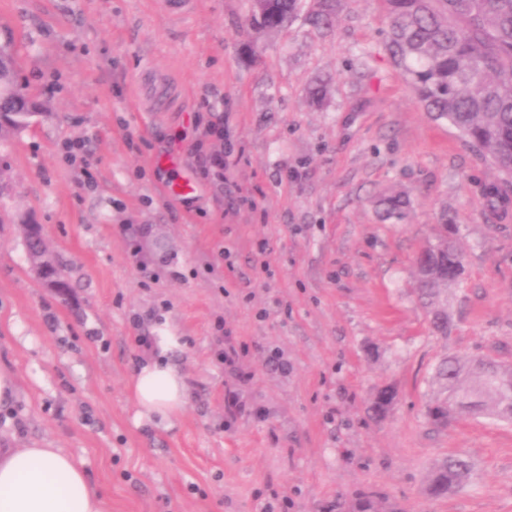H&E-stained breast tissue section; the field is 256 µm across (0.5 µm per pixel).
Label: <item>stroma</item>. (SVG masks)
I'll use <instances>...</instances> for the list:
<instances>
[{"instance_id": "1", "label": "stroma", "mask_w": 512, "mask_h": 512, "mask_svg": "<svg viewBox=\"0 0 512 512\" xmlns=\"http://www.w3.org/2000/svg\"><path fill=\"white\" fill-rule=\"evenodd\" d=\"M318 8L255 60L248 0H0L36 105L0 138V366L18 385L0 446L66 450L107 512H349L364 492L512 512V425L428 416L441 357L512 365V201L488 207L499 171L392 66L384 0H336L329 29ZM183 178L193 193L172 195ZM445 222L468 275L440 337L414 262ZM31 224L66 293L38 279ZM166 330L188 384L168 430L138 423L129 389ZM450 455L468 478L430 497Z\"/></svg>"}]
</instances>
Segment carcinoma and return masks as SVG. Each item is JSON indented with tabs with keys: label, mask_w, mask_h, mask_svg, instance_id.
<instances>
[{
	"label": "carcinoma",
	"mask_w": 512,
	"mask_h": 512,
	"mask_svg": "<svg viewBox=\"0 0 512 512\" xmlns=\"http://www.w3.org/2000/svg\"><path fill=\"white\" fill-rule=\"evenodd\" d=\"M335 0H321L311 16L330 26ZM387 51L411 84L425 111L446 120L463 141L512 182V0H386ZM301 0H250L243 29L252 56L257 38L278 31L298 15ZM13 113L12 129L28 125L31 113L13 99L0 103ZM418 297L433 330L448 335L451 323L439 308L448 287L466 275V256L457 240L442 234L416 261ZM440 394L429 410L446 427L465 415H489L512 422V373L492 358H442L435 368ZM469 464L448 456L427 477V491L440 498L458 489Z\"/></svg>",
	"instance_id": "cac0c4a2"
}]
</instances>
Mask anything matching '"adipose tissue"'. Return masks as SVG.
Returning a JSON list of instances; mask_svg holds the SVG:
<instances>
[{
	"instance_id": "1",
	"label": "adipose tissue",
	"mask_w": 512,
	"mask_h": 512,
	"mask_svg": "<svg viewBox=\"0 0 512 512\" xmlns=\"http://www.w3.org/2000/svg\"><path fill=\"white\" fill-rule=\"evenodd\" d=\"M177 337L163 334L160 356L135 373L130 392L138 420L173 426L187 399L181 371L164 355L178 348ZM0 512H104L82 463L57 448H0Z\"/></svg>"
}]
</instances>
